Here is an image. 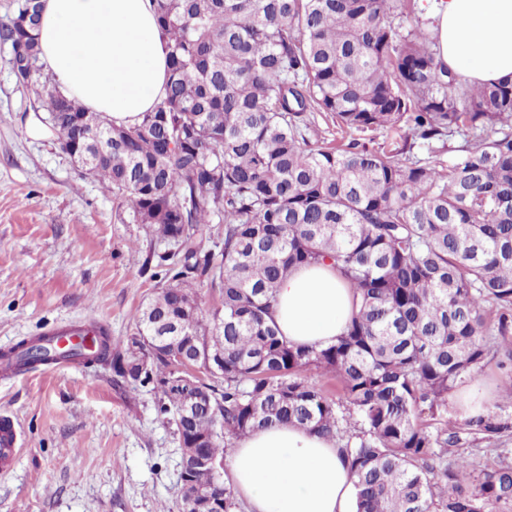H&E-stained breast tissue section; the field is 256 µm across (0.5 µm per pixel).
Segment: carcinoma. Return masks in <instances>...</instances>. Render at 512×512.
Wrapping results in <instances>:
<instances>
[{"label":"carcinoma","mask_w":512,"mask_h":512,"mask_svg":"<svg viewBox=\"0 0 512 512\" xmlns=\"http://www.w3.org/2000/svg\"><path fill=\"white\" fill-rule=\"evenodd\" d=\"M169 49L165 94L130 126L101 116L81 174L126 197L168 251L166 281L132 315L119 350L94 323L72 329L93 349L57 350L45 333L9 352L18 372L61 359L112 370L114 384L153 385L179 445L200 440L222 459L235 442L275 423L341 445L357 512H509L512 385L496 410L431 427L424 409L496 361L512 379V80L470 85L436 56L429 32L397 22L409 0H154ZM41 0H18L39 86ZM40 118L63 150L86 111L56 88ZM306 112L350 131L402 132L369 151L313 146ZM461 133L460 146H445ZM448 148V164L413 156ZM330 262L355 312L326 347L292 345L272 320L292 269ZM218 291L203 316L195 281ZM177 325L205 378L212 410L179 416L172 345ZM336 381V394L307 377ZM498 451L473 469L465 448ZM198 489L241 512L233 483L206 467Z\"/></svg>","instance_id":"carcinoma-1"}]
</instances>
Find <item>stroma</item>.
I'll return each mask as SVG.
<instances>
[{"label":"stroma","mask_w":512,"mask_h":512,"mask_svg":"<svg viewBox=\"0 0 512 512\" xmlns=\"http://www.w3.org/2000/svg\"><path fill=\"white\" fill-rule=\"evenodd\" d=\"M0 43V350L78 322L126 344L165 277L167 245L130 202L81 176L36 118ZM23 450L0 512H182L181 449L151 387L72 366L0 376Z\"/></svg>","instance_id":"stroma-1"}]
</instances>
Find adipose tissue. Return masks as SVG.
<instances>
[{
  "label": "adipose tissue",
  "mask_w": 512,
  "mask_h": 512,
  "mask_svg": "<svg viewBox=\"0 0 512 512\" xmlns=\"http://www.w3.org/2000/svg\"><path fill=\"white\" fill-rule=\"evenodd\" d=\"M438 59L469 83L512 78V0H429ZM40 59L56 87L118 125L164 95L168 49L151 0H43ZM353 296L330 264L292 270L272 318L289 343H334ZM231 479L247 512H355L350 469L334 440L281 424L243 438Z\"/></svg>",
  "instance_id": "1"
}]
</instances>
